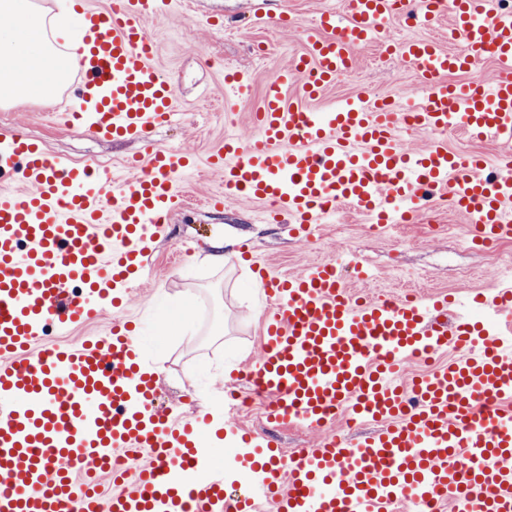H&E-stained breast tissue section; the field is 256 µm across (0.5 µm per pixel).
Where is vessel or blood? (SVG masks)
<instances>
[{
    "label": "vessel or blood",
    "instance_id": "obj_1",
    "mask_svg": "<svg viewBox=\"0 0 512 512\" xmlns=\"http://www.w3.org/2000/svg\"><path fill=\"white\" fill-rule=\"evenodd\" d=\"M171 0H118L81 7L82 45L56 124L112 140L148 139L175 121L170 86L152 62L145 28ZM345 19L321 10L306 52L268 81L254 113L259 139L229 140L213 159L225 200L267 203L266 222L295 219L303 233L337 206L406 222L424 201L448 198L474 241H512V158L488 170L479 156L449 150V131L512 145V10L499 0H345ZM420 26L447 19L460 49L432 38L391 43L392 15ZM400 54L418 71V107L407 114L432 136L407 152L399 120L383 99L359 96L329 112L287 104L301 81L316 97L351 72L370 45ZM494 60L488 89L449 84L447 75ZM187 150L155 147L138 174L109 186L89 165L45 155L25 130L0 137V512H512V287L493 296L452 294L363 301L349 296L336 263L296 276L259 269L275 307L263 326V354L243 371L269 398L277 422L323 430L318 446L283 456L273 441L233 432L239 493L201 439L208 421L184 422L159 403L158 376L141 367L128 325L79 345H48L120 310L139 283L152 244L181 205ZM22 175L25 189L6 181ZM456 350L457 359L409 382L402 364ZM381 423L363 439L326 433L337 414ZM125 448L148 455L135 476L100 474Z\"/></svg>",
    "mask_w": 512,
    "mask_h": 512
}]
</instances>
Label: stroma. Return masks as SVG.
I'll return each mask as SVG.
<instances>
[{"label": "stroma", "instance_id": "obj_1", "mask_svg": "<svg viewBox=\"0 0 512 512\" xmlns=\"http://www.w3.org/2000/svg\"><path fill=\"white\" fill-rule=\"evenodd\" d=\"M324 8L345 13L344 0H182L151 18L154 62L174 88L180 118L147 142L103 141L87 129L54 124L50 114L62 104L59 96L0 105V133L25 129L48 155L103 167L112 178H129L127 162L155 146L193 154L195 165L184 180L186 204L174 212L167 236L154 244L144 279L118 314L134 325L143 365L157 373L161 399L179 414H205L208 405L221 403L228 387L249 393L238 374L261 356L270 305L254 286L252 261L238 253L243 242H251L255 259L276 275H297L312 264L341 258L345 288L371 299L491 294L502 283L501 271L512 268V242L466 247L469 223L448 202H435L410 222L379 230L365 215L341 211L309 237L286 222H262L264 202L241 198L221 207L211 204V196L224 191L223 175L210 166L212 156L227 139L254 136L252 114L263 103L266 83L303 53L305 32ZM233 72L249 86L238 104L225 99L224 76ZM360 93L405 107L419 97L417 73L400 56L370 46L359 52L353 72L317 97L301 99L296 84L286 95L323 111ZM216 238L231 254L221 268L203 255ZM182 302L203 308L206 319L166 324L168 311ZM231 420L273 439L289 454L319 441L317 433L299 425L270 423L259 401Z\"/></svg>", "mask_w": 512, "mask_h": 512}]
</instances>
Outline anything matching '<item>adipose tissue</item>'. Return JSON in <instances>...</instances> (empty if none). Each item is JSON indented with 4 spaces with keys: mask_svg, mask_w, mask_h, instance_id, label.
I'll return each instance as SVG.
<instances>
[{
    "mask_svg": "<svg viewBox=\"0 0 512 512\" xmlns=\"http://www.w3.org/2000/svg\"><path fill=\"white\" fill-rule=\"evenodd\" d=\"M12 21L0 28V97L14 101L51 94L68 77V59L57 55L53 38L71 49L81 45L74 31L59 28L47 32L45 14L32 0H0V18Z\"/></svg>",
    "mask_w": 512,
    "mask_h": 512,
    "instance_id": "obj_1",
    "label": "adipose tissue"
}]
</instances>
